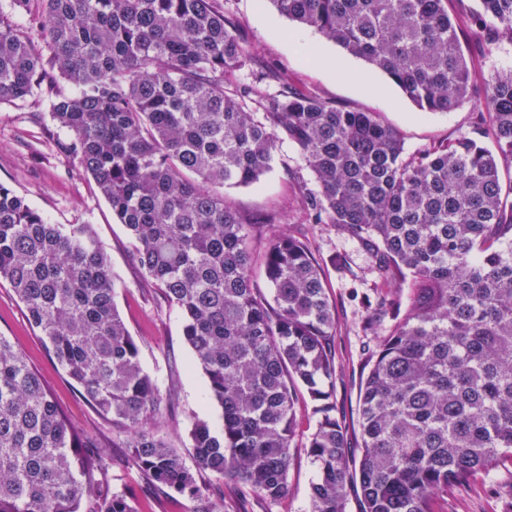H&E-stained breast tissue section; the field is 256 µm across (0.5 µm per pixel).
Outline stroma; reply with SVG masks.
Instances as JSON below:
<instances>
[{
    "instance_id": "35a3bbf8",
    "label": "stroma",
    "mask_w": 512,
    "mask_h": 512,
    "mask_svg": "<svg viewBox=\"0 0 512 512\" xmlns=\"http://www.w3.org/2000/svg\"><path fill=\"white\" fill-rule=\"evenodd\" d=\"M218 9L239 22L254 51L256 68L286 73L293 90L318 95L338 107L377 115L401 135L406 156L473 136L487 125L490 109L472 96L450 112H431L411 103L385 75L347 55L313 29L280 15L269 0H215ZM477 0H448L461 46L474 58L475 86L497 72L512 69V42L472 22ZM48 91L22 100L0 103V184L25 197L31 207L53 224L92 225L97 241L119 277L116 303L140 349V362L161 390L173 393L172 407L153 426L184 459L192 457L190 430L195 420L221 423V410L210 401L207 381L193 367V354L183 338L181 313L168 306L160 288L147 282L137 265L123 224L99 193L92 177L58 142L61 132L51 122ZM295 144L281 140L271 170L249 187L227 189L239 211L254 217L273 216L278 230L302 237L322 266L327 292L336 307L333 354L336 364V415L345 422L352 450L361 446L358 398L368 372L374 338L363 327V296L373 292L372 260L359 242L331 225L312 226L300 205L301 186L312 182ZM0 334L11 337L50 380L57 402L68 418L101 442L111 464L114 488L126 491L137 512H188L189 505L170 491L153 489L135 468L124 436L102 419L52 362L38 330L28 321L13 288L0 281ZM297 435L288 493L270 502L241 484L225 480L224 512H311L310 487L316 476L306 447L315 428L309 398H299ZM435 512H512V467L449 490L438 499Z\"/></svg>"
}]
</instances>
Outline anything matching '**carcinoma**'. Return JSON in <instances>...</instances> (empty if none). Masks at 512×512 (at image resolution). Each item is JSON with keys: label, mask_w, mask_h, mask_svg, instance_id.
<instances>
[{"label": "carcinoma", "mask_w": 512, "mask_h": 512, "mask_svg": "<svg viewBox=\"0 0 512 512\" xmlns=\"http://www.w3.org/2000/svg\"><path fill=\"white\" fill-rule=\"evenodd\" d=\"M432 112L473 93L448 0H269ZM473 21L512 40V0H478ZM43 56L0 14V102L47 86L61 149L93 178L144 275L183 317V336L218 429L196 420L195 467L149 423L167 412L115 302L116 275L89 224H51L0 184V280L47 353L122 427L133 465L157 487L217 512L194 469L276 502L288 493L296 403L317 416L307 454L312 512H434L448 490L512 465V71L487 79L490 122L476 138L405 158L371 112L333 106L252 67L236 21L213 0H40ZM66 83L75 92L54 89ZM315 187L301 206L363 243L377 339L360 388L361 454L336 417V308L306 240L272 231L254 285L253 239L272 221L233 208L225 188L271 168L281 136ZM409 290L402 305L403 289ZM392 318L386 334L378 329ZM99 445L60 410L47 378L0 335V512H135L112 488Z\"/></svg>", "instance_id": "cac0c4a2"}]
</instances>
